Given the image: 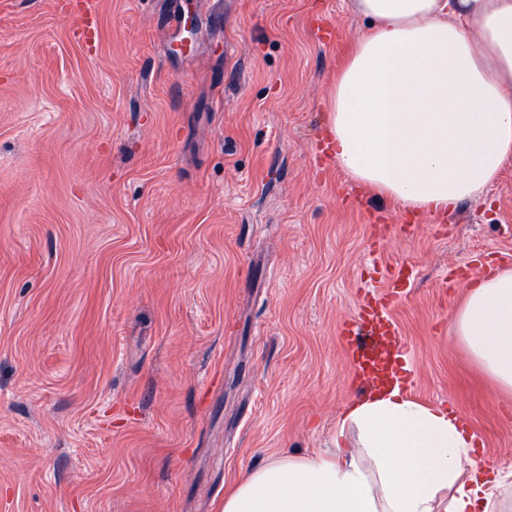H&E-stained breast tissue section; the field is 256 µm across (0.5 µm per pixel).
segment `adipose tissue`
<instances>
[{
	"label": "adipose tissue",
	"instance_id": "1",
	"mask_svg": "<svg viewBox=\"0 0 512 512\" xmlns=\"http://www.w3.org/2000/svg\"><path fill=\"white\" fill-rule=\"evenodd\" d=\"M327 100L337 168L402 210L447 213L512 164V0H354ZM479 368L512 392V268L479 276L453 316ZM444 404L397 384L365 389L336 454L279 458L224 493L223 512H512Z\"/></svg>",
	"mask_w": 512,
	"mask_h": 512
}]
</instances>
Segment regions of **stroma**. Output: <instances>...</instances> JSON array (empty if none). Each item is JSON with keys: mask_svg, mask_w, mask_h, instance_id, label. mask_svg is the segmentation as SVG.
Segmentation results:
<instances>
[{"mask_svg": "<svg viewBox=\"0 0 512 512\" xmlns=\"http://www.w3.org/2000/svg\"><path fill=\"white\" fill-rule=\"evenodd\" d=\"M82 2L86 41L61 0H0V512H223L333 452L361 393L341 327L393 268L413 396L512 485V392L452 331L512 256V165L413 222L337 169L352 0Z\"/></svg>", "mask_w": 512, "mask_h": 512, "instance_id": "1", "label": "stroma"}]
</instances>
